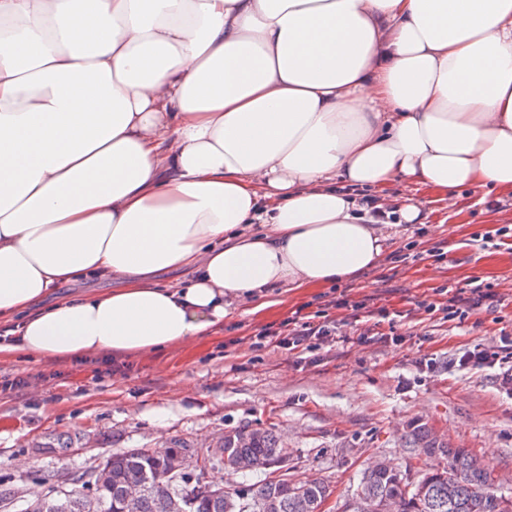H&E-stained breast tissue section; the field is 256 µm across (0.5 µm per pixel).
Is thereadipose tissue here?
I'll use <instances>...</instances> for the list:
<instances>
[{
	"instance_id": "1",
	"label": "adipose tissue",
	"mask_w": 512,
	"mask_h": 512,
	"mask_svg": "<svg viewBox=\"0 0 512 512\" xmlns=\"http://www.w3.org/2000/svg\"><path fill=\"white\" fill-rule=\"evenodd\" d=\"M398 180L512 190V0H0V359L357 277L420 210L351 191Z\"/></svg>"
}]
</instances>
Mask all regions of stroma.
<instances>
[{
	"label": "stroma",
	"mask_w": 512,
	"mask_h": 512,
	"mask_svg": "<svg viewBox=\"0 0 512 512\" xmlns=\"http://www.w3.org/2000/svg\"><path fill=\"white\" fill-rule=\"evenodd\" d=\"M385 196L411 202L422 221L388 247L382 263L353 280L315 289L267 291L258 311L231 302L223 325L190 347L82 360L0 361V479L25 485L81 473L115 451L178 439L205 449L224 432L257 420L288 436L297 473L325 479L334 505L359 472L384 455L408 459L400 435L431 421L452 447L488 464L512 496V395L494 370L461 371L452 361L477 344L512 334V191L461 190L452 200L397 181ZM444 242V258L433 248ZM480 279L508 299L465 321L444 319L450 290ZM329 311L335 341L312 350L257 347L259 334L294 312ZM396 326L390 343L375 331Z\"/></svg>",
	"instance_id": "35a3bbf8"
}]
</instances>
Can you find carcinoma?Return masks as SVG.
<instances>
[{
    "label": "carcinoma",
    "instance_id": "1",
    "mask_svg": "<svg viewBox=\"0 0 512 512\" xmlns=\"http://www.w3.org/2000/svg\"><path fill=\"white\" fill-rule=\"evenodd\" d=\"M402 447L419 465L418 479L406 472L374 466L365 470L356 489L344 502V512H512V497L499 493L490 470L466 448H453L434 426L420 419L410 422L401 435ZM186 447L171 440L159 448H135L114 452L102 461L107 483L99 486L86 479L66 493L50 486L37 495L45 512H84L86 496L102 500V512H123L127 487L146 484L139 512H321L331 495L329 485L312 476L286 472L287 437L271 425L251 424L227 431L219 447L245 469L227 472L258 474L254 483H243L220 494L210 491L192 474H167V454Z\"/></svg>",
    "mask_w": 512,
    "mask_h": 512
}]
</instances>
